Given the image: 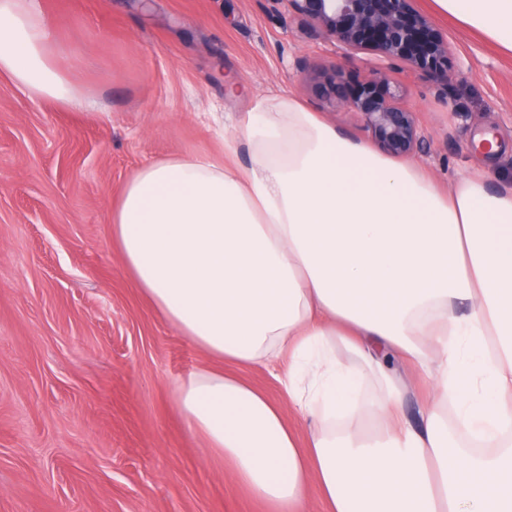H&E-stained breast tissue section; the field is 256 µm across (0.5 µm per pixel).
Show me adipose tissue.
<instances>
[{"mask_svg":"<svg viewBox=\"0 0 512 512\" xmlns=\"http://www.w3.org/2000/svg\"><path fill=\"white\" fill-rule=\"evenodd\" d=\"M434 3L512 51V0ZM0 74L80 103L30 0H0ZM112 234L154 309L219 362L176 388L187 428L270 512H512V187L477 169L440 190L283 95L255 100L221 155L143 167ZM336 346L379 381L375 402L350 405ZM265 359L289 365L284 398L222 369ZM394 359L432 391L420 424ZM452 407L498 454L457 445Z\"/></svg>","mask_w":512,"mask_h":512,"instance_id":"ef3b65f1","label":"adipose tissue"}]
</instances>
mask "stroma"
Instances as JSON below:
<instances>
[{
  "label": "stroma",
  "mask_w": 512,
  "mask_h": 512,
  "mask_svg": "<svg viewBox=\"0 0 512 512\" xmlns=\"http://www.w3.org/2000/svg\"><path fill=\"white\" fill-rule=\"evenodd\" d=\"M92 114L0 77V512H265L185 426L178 380L211 365L131 281L112 207L141 168L221 153L255 98L290 95L374 144L349 103L365 55L283 0H36ZM461 73L396 76L440 185H512V54L415 0ZM338 64L330 97L300 69Z\"/></svg>",
  "instance_id": "35a3bbf8"
}]
</instances>
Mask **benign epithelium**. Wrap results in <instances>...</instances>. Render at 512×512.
Masks as SVG:
<instances>
[{"instance_id":"7a95c632","label":"benign epithelium","mask_w":512,"mask_h":512,"mask_svg":"<svg viewBox=\"0 0 512 512\" xmlns=\"http://www.w3.org/2000/svg\"><path fill=\"white\" fill-rule=\"evenodd\" d=\"M285 2L302 25L334 38L344 54L373 56L375 62L362 80L364 93L353 108L384 150L398 156L429 150L416 113L400 102L393 74L419 71L446 90L459 70L452 66L448 38L428 16L415 11L414 0Z\"/></svg>"}]
</instances>
